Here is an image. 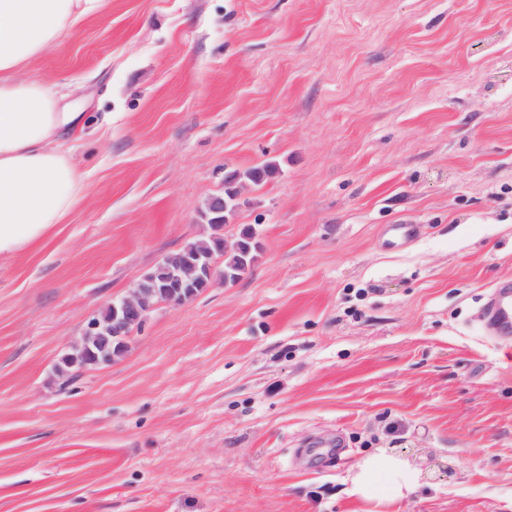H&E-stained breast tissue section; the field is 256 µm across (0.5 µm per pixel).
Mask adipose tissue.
Returning a JSON list of instances; mask_svg holds the SVG:
<instances>
[{"label":"adipose tissue","mask_w":512,"mask_h":512,"mask_svg":"<svg viewBox=\"0 0 512 512\" xmlns=\"http://www.w3.org/2000/svg\"><path fill=\"white\" fill-rule=\"evenodd\" d=\"M99 0H0V258L14 257L66 223L88 195L69 141L90 117L61 109L36 66ZM351 491L377 507L416 493L421 473L399 456L367 455Z\"/></svg>","instance_id":"ef3b65f1"}]
</instances>
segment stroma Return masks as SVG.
Here are the masks:
<instances>
[{
    "label": "stroma",
    "mask_w": 512,
    "mask_h": 512,
    "mask_svg": "<svg viewBox=\"0 0 512 512\" xmlns=\"http://www.w3.org/2000/svg\"><path fill=\"white\" fill-rule=\"evenodd\" d=\"M31 75L112 123L72 136L86 203L0 260V512H369L377 448L424 474L386 512H512V0H102ZM270 159L223 228L251 271L62 369ZM492 336L512 335V281L504 280L491 291L488 300Z\"/></svg>",
    "instance_id": "stroma-1"
}]
</instances>
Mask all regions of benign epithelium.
Segmentation results:
<instances>
[{
  "instance_id": "1",
  "label": "benign epithelium",
  "mask_w": 512,
  "mask_h": 512,
  "mask_svg": "<svg viewBox=\"0 0 512 512\" xmlns=\"http://www.w3.org/2000/svg\"><path fill=\"white\" fill-rule=\"evenodd\" d=\"M224 252H236L241 255L244 267L248 268L254 261L252 248L240 239L233 242L223 241ZM218 275L213 254L197 255L189 260V271L184 275L167 273L161 282L145 277L134 282L127 295L112 304V321L107 328H102L96 319H91L84 336L76 345L75 352L64 359L68 367L83 366V360L93 350L107 349L111 339L125 338L133 329L142 325L155 303L164 301L171 305H181L196 296L195 287L203 283L208 285Z\"/></svg>"
}]
</instances>
